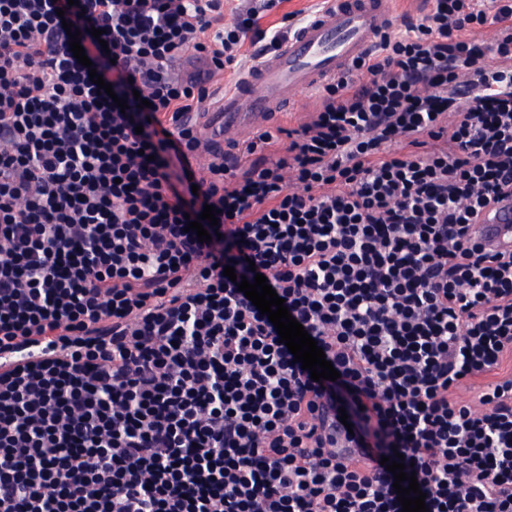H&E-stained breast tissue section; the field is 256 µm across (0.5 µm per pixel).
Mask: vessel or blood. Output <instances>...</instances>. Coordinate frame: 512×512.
Returning <instances> with one entry per match:
<instances>
[{"mask_svg":"<svg viewBox=\"0 0 512 512\" xmlns=\"http://www.w3.org/2000/svg\"><path fill=\"white\" fill-rule=\"evenodd\" d=\"M393 0H329L326 9L289 34L287 41L238 88L208 107L202 136L224 152L231 135L294 108L296 93L335 78L391 19ZM486 249H512V199L487 211L475 226Z\"/></svg>","mask_w":512,"mask_h":512,"instance_id":"b4317fda","label":"vessel or blood"}]
</instances>
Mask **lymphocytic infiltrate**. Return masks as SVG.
<instances>
[{
  "instance_id": "f902f5d3",
  "label": "lymphocytic infiltrate",
  "mask_w": 512,
  "mask_h": 512,
  "mask_svg": "<svg viewBox=\"0 0 512 512\" xmlns=\"http://www.w3.org/2000/svg\"><path fill=\"white\" fill-rule=\"evenodd\" d=\"M282 2L0 0V353L52 346L0 372V512H401L398 453L429 512H512V250L474 231L512 197V0H429L297 127L212 153L187 116L245 43L286 39L259 25ZM67 21L102 30L112 93ZM228 266L266 276L336 381Z\"/></svg>"
}]
</instances>
